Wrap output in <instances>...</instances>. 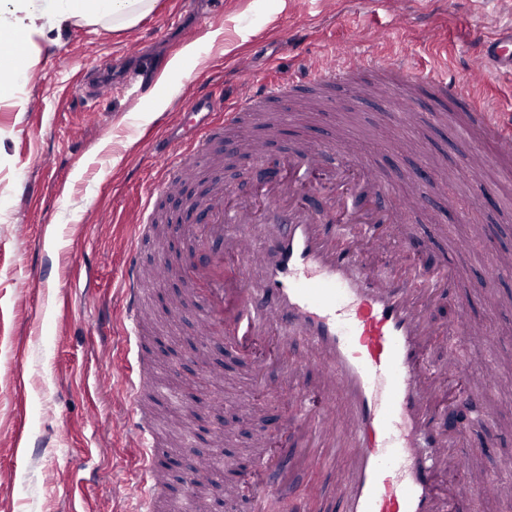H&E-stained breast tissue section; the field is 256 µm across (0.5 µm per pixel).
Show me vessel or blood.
Wrapping results in <instances>:
<instances>
[{
  "label": "vessel or blood",
  "mask_w": 512,
  "mask_h": 512,
  "mask_svg": "<svg viewBox=\"0 0 512 512\" xmlns=\"http://www.w3.org/2000/svg\"><path fill=\"white\" fill-rule=\"evenodd\" d=\"M512 70V30L483 41L469 72L488 79L491 68ZM369 73L388 87L411 80L427 88L441 108L462 106L467 125L488 134L501 154L512 155V123L484 99L462 97L447 68L413 74L388 60L323 59L302 65L288 79H263L227 102L223 96L196 91L187 110L193 123L178 153L159 145L165 174L145 195L140 230L148 232L160 199L173 195L189 159L206 160L232 144L255 160L266 158V142L251 139L253 120L269 127L280 120L277 104H335L336 93L356 86ZM341 152L346 163L323 169L321 156ZM352 144L328 139L301 141L280 148L275 170L263 178L258 197L225 200L223 189L193 198L192 217L174 230L190 249L181 271L190 284L181 300V315L197 318L204 330L199 356L214 350L234 354L244 365L246 385L263 391L268 374L278 370V394L289 405L273 430L258 434L246 467L227 488L230 499H243L246 512H273L284 495L287 456L282 448L300 443L304 463L328 467L345 455L347 468L335 484L336 512H460L463 498L440 493L438 477H465L482 448L467 439L471 427L485 420L481 393L494 377L444 394L437 385L448 371L429 352L435 322L432 312L447 301L458 278L455 263L404 266L401 253L380 261L376 250L391 240L393 225L404 207L419 208L420 198L406 205L381 199L382 180L358 170ZM326 191L329 210L305 204L308 194ZM281 211L274 233L255 241L244 236L243 224L258 221L269 205ZM165 255L145 268L138 249H131L121 270L119 325L126 342H140L146 313L144 295L152 272L163 271ZM305 345L300 358H288L289 338ZM318 369L322 406H315L306 377ZM161 398L168 388L152 381L142 359L129 366L123 388L125 423L139 448V478L129 500L153 508L166 478L156 458L160 432L142 402L144 390ZM188 488L182 512H196L199 484L220 479L221 450L207 458L183 451Z\"/></svg>",
  "instance_id": "1"
}]
</instances>
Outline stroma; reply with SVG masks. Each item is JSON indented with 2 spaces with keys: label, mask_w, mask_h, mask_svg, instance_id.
<instances>
[{
  "label": "stroma",
  "mask_w": 512,
  "mask_h": 512,
  "mask_svg": "<svg viewBox=\"0 0 512 512\" xmlns=\"http://www.w3.org/2000/svg\"><path fill=\"white\" fill-rule=\"evenodd\" d=\"M197 0H155L135 25L79 23L63 35L48 34L33 50L34 67L18 111L0 107V512H124L123 488L138 479L139 451L122 430L120 384L127 371L120 330L103 326L119 314L118 279L131 247L133 226L161 160L157 142L179 134L192 87L223 86L234 97L267 73L288 77L298 62L315 64L326 52L357 57L401 56L413 69L444 66L462 76V94L474 86L465 73L483 39L512 27V0H222L208 28L197 30L202 51L183 58V29L195 25ZM142 40L164 76L154 94L135 98L116 90L88 99L101 58L112 60L111 78L133 68L127 44ZM182 57L180 70L168 64ZM411 108L418 123L380 124L382 110ZM455 112L438 111L432 97L403 88L387 96L366 88L346 107L316 112L289 107L275 143L323 141L345 134L375 170L392 174L384 198L424 200L408 212L407 225L442 227L443 238L423 240L410 259L439 262L450 245L484 242L466 253L458 304L436 314L438 360L455 356L477 378L493 370L498 383L482 403L489 421L471 430L485 453L473 463L474 485L465 512H512V169L495 146L473 138ZM446 170L459 205L476 225L457 221L427 178ZM35 182L38 198L22 201L20 185ZM486 332L459 341L448 332L457 313ZM143 355L156 376L183 396L181 404L156 402L155 417L172 424L221 427L218 406L187 400L208 390L197 359L171 370L166 355L145 340ZM227 378L239 366L214 355ZM233 399L255 407L249 420L228 434L229 461L247 457L253 436L280 416L282 401L237 384ZM31 444L16 454L17 435ZM340 463L324 473L298 466L288 482L312 501L310 512H332L318 494L323 477L339 479Z\"/></svg>",
  "instance_id": "1"
}]
</instances>
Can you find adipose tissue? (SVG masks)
<instances>
[{
	"mask_svg": "<svg viewBox=\"0 0 512 512\" xmlns=\"http://www.w3.org/2000/svg\"><path fill=\"white\" fill-rule=\"evenodd\" d=\"M154 0H0V38L18 43V51L0 57V99L26 105L23 86L31 75L28 45L33 37L63 32L78 22L111 21L128 28L150 11Z\"/></svg>",
	"mask_w": 512,
	"mask_h": 512,
	"instance_id": "1",
	"label": "adipose tissue"
}]
</instances>
